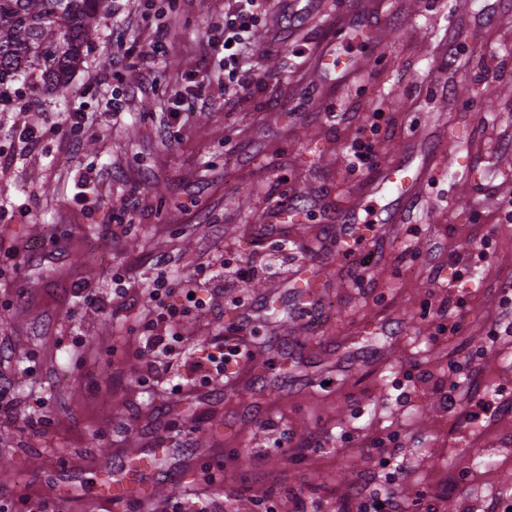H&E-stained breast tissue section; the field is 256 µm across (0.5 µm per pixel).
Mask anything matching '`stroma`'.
Returning a JSON list of instances; mask_svg holds the SVG:
<instances>
[{
  "instance_id": "obj_1",
  "label": "stroma",
  "mask_w": 512,
  "mask_h": 512,
  "mask_svg": "<svg viewBox=\"0 0 512 512\" xmlns=\"http://www.w3.org/2000/svg\"><path fill=\"white\" fill-rule=\"evenodd\" d=\"M248 62L264 78L238 101L207 43L228 0H107L67 100H31L24 81L0 105V372L15 417H0V512L44 494L67 512H107L79 483L129 444L170 472L154 512L200 497L211 512H337L362 478L396 488L405 512H484L512 488V0H319L288 19L256 0ZM162 53L112 71V33ZM153 80H144L145 71ZM205 80L210 109L172 123L174 94ZM120 111H113V100ZM83 115L76 136L32 145L25 128ZM369 142L376 165L436 155L419 204L353 283L336 264L333 220L373 174L349 163ZM293 258L279 260L278 239ZM176 282L205 266L277 263L214 307L167 321L181 341L160 384L142 349L162 308L141 294L157 263ZM465 288H441L436 266ZM316 267L317 320L293 317L291 277ZM134 302L84 307L86 285ZM272 292L237 331L238 306ZM451 303L456 330L424 317ZM235 337V373L168 394L184 364ZM460 416L467 444L445 431ZM321 449L299 454L310 436ZM268 479L252 482L253 462ZM404 473L393 479L395 464Z\"/></svg>"
}]
</instances>
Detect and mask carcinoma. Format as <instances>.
Segmentation results:
<instances>
[{
  "label": "carcinoma",
  "mask_w": 512,
  "mask_h": 512,
  "mask_svg": "<svg viewBox=\"0 0 512 512\" xmlns=\"http://www.w3.org/2000/svg\"><path fill=\"white\" fill-rule=\"evenodd\" d=\"M105 0H0V85L28 78L34 95L66 97Z\"/></svg>",
  "instance_id": "1"
}]
</instances>
